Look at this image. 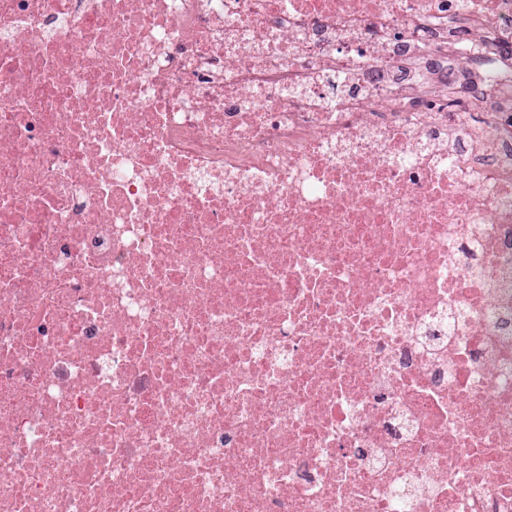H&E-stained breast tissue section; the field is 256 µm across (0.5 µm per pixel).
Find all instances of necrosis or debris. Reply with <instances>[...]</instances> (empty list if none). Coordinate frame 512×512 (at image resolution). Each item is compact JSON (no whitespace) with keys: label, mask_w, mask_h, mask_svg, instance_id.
I'll return each instance as SVG.
<instances>
[{"label":"necrosis or debris","mask_w":512,"mask_h":512,"mask_svg":"<svg viewBox=\"0 0 512 512\" xmlns=\"http://www.w3.org/2000/svg\"><path fill=\"white\" fill-rule=\"evenodd\" d=\"M0 512H512V0H0Z\"/></svg>","instance_id":"obj_1"}]
</instances>
